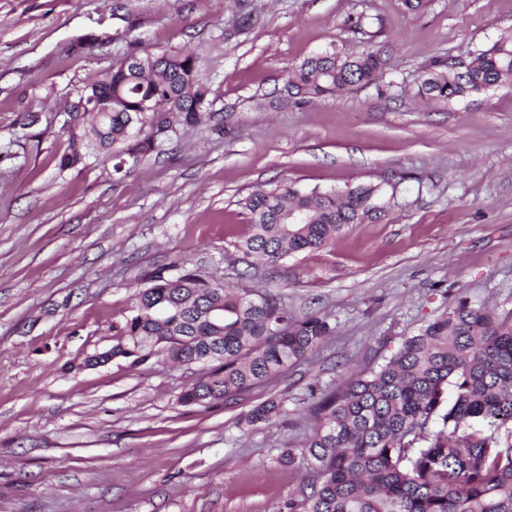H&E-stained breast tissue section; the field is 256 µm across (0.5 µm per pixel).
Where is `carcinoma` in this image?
<instances>
[{"label": "carcinoma", "mask_w": 512, "mask_h": 512, "mask_svg": "<svg viewBox=\"0 0 512 512\" xmlns=\"http://www.w3.org/2000/svg\"><path fill=\"white\" fill-rule=\"evenodd\" d=\"M386 60L324 52L292 68L284 100L296 105L375 84ZM112 111L92 117L85 147L136 164L176 129L211 122L209 87L190 53L116 60ZM512 84V30L471 52L454 69L437 60L417 83L422 98L451 104ZM378 185L306 191L293 183L246 198L249 232L235 244L247 256L278 265L328 245L349 226L381 217ZM112 346V357L143 364L162 357L205 372L185 391L188 405L239 399L312 356L333 332L319 316L297 319L270 293L231 294L181 266L146 279ZM453 397H448V391ZM317 424L282 463L314 474L311 491L288 512H512V315L459 298L405 337L379 369L352 374L339 392L315 403ZM284 412L268 399L244 416L271 423Z\"/></svg>", "instance_id": "cac0c4a2"}]
</instances>
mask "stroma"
<instances>
[{"mask_svg":"<svg viewBox=\"0 0 512 512\" xmlns=\"http://www.w3.org/2000/svg\"><path fill=\"white\" fill-rule=\"evenodd\" d=\"M361 29H354V21ZM512 29V0H0V512H284L308 479L280 460L311 434L314 394L378 368L460 297L512 313V87L452 104L421 71ZM381 51L378 83L274 112L289 69ZM190 51L210 124L133 168L82 144L80 90L130 52ZM36 123H29L30 115ZM292 181L381 186L384 216L271 267L238 252L245 199ZM185 265L267 290L332 336L238 400L184 405L202 374L110 349L153 272ZM286 416L246 425L268 398Z\"/></svg>","mask_w":512,"mask_h":512,"instance_id":"stroma-1","label":"stroma"}]
</instances>
